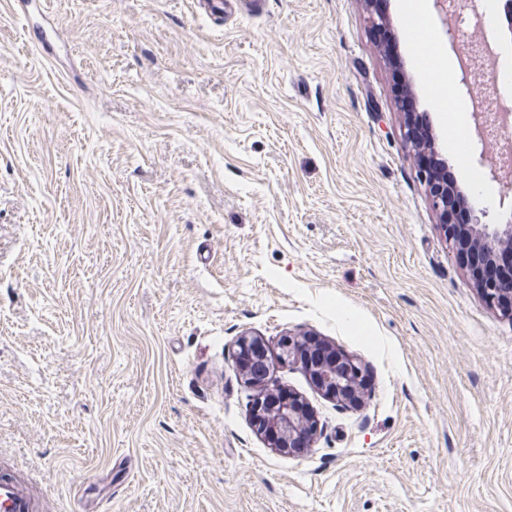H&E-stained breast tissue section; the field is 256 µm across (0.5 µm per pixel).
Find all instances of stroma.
Returning <instances> with one entry per match:
<instances>
[{"label": "stroma", "instance_id": "35a3bbf8", "mask_svg": "<svg viewBox=\"0 0 512 512\" xmlns=\"http://www.w3.org/2000/svg\"><path fill=\"white\" fill-rule=\"evenodd\" d=\"M459 0L438 57L504 22ZM397 54L459 190L445 95ZM362 0H0V469L38 512H512V320L439 228ZM311 334L366 368L319 434L270 448L234 362ZM198 2L213 14H222L229 5H239L245 12H253L262 8L265 0H199Z\"/></svg>", "mask_w": 512, "mask_h": 512}]
</instances>
